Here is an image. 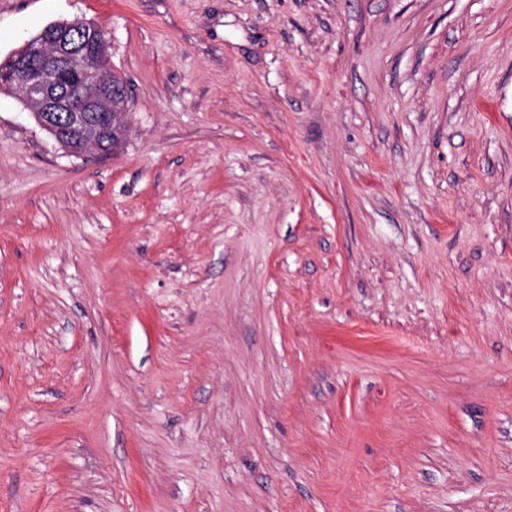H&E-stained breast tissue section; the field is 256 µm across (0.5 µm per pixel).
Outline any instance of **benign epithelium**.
<instances>
[{"label": "benign epithelium", "instance_id": "7a95c632", "mask_svg": "<svg viewBox=\"0 0 512 512\" xmlns=\"http://www.w3.org/2000/svg\"><path fill=\"white\" fill-rule=\"evenodd\" d=\"M56 23L38 41L29 40L10 55L0 70V87L21 93L36 123L68 154L109 157L113 131L126 113L112 111L125 100L126 83H112L109 41L85 23Z\"/></svg>", "mask_w": 512, "mask_h": 512}]
</instances>
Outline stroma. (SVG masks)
<instances>
[{
  "label": "stroma",
  "mask_w": 512,
  "mask_h": 512,
  "mask_svg": "<svg viewBox=\"0 0 512 512\" xmlns=\"http://www.w3.org/2000/svg\"><path fill=\"white\" fill-rule=\"evenodd\" d=\"M102 27L126 143L0 93V512H512V0H0Z\"/></svg>",
  "instance_id": "35a3bbf8"
}]
</instances>
